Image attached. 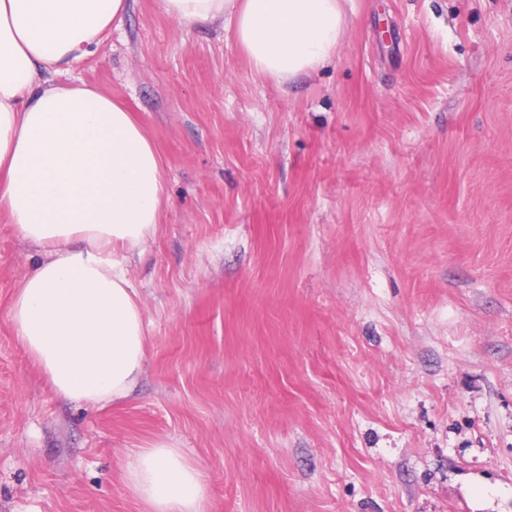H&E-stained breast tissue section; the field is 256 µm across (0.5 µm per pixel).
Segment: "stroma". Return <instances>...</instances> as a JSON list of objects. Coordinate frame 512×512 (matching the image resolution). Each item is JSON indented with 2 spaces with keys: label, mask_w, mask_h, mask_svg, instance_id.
Here are the masks:
<instances>
[{
  "label": "stroma",
  "mask_w": 512,
  "mask_h": 512,
  "mask_svg": "<svg viewBox=\"0 0 512 512\" xmlns=\"http://www.w3.org/2000/svg\"><path fill=\"white\" fill-rule=\"evenodd\" d=\"M330 60L257 75L232 30L128 0L87 82L141 122L161 219L125 261L134 392L58 397L7 307L41 253L0 217V512H141L155 440L207 512H512V0H345ZM124 483L142 512H205L204 475L182 448L158 440L139 448Z\"/></svg>",
  "instance_id": "stroma-1"
}]
</instances>
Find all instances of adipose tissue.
I'll use <instances>...</instances> for the list:
<instances>
[{
	"instance_id": "adipose-tissue-1",
	"label": "adipose tissue",
	"mask_w": 512,
	"mask_h": 512,
	"mask_svg": "<svg viewBox=\"0 0 512 512\" xmlns=\"http://www.w3.org/2000/svg\"><path fill=\"white\" fill-rule=\"evenodd\" d=\"M188 26L232 27L252 69L278 80L340 44L342 0H160ZM127 0H0V213L39 247L7 318L45 381L88 406L126 398L146 361L140 297L121 261L159 223L162 162L131 112L53 77L84 59ZM124 483L142 512H206L204 475L182 448H139Z\"/></svg>"
}]
</instances>
